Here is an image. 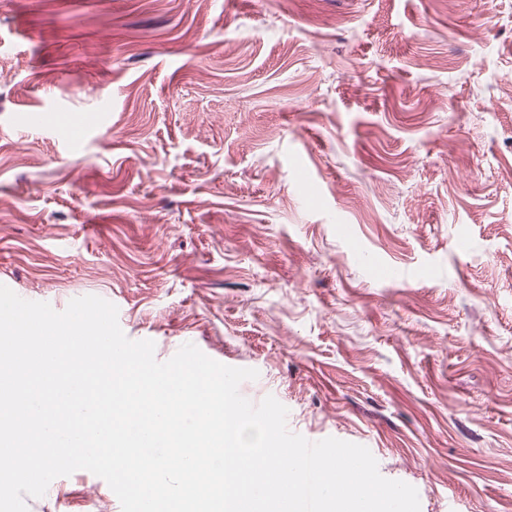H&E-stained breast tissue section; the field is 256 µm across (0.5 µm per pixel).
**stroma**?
Instances as JSON below:
<instances>
[{"label":"stroma","instance_id":"stroma-1","mask_svg":"<svg viewBox=\"0 0 512 512\" xmlns=\"http://www.w3.org/2000/svg\"><path fill=\"white\" fill-rule=\"evenodd\" d=\"M0 284L512 512V0H0ZM26 504L121 512L86 470Z\"/></svg>","mask_w":512,"mask_h":512}]
</instances>
